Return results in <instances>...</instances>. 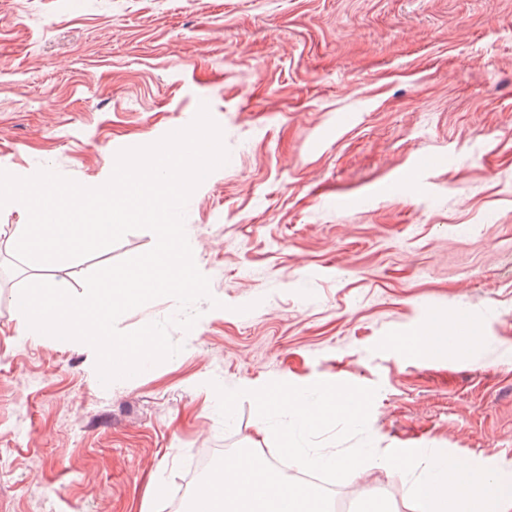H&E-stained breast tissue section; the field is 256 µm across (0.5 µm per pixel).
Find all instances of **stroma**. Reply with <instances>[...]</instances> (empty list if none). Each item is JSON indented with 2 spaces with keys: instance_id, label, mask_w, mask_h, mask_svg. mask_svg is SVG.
<instances>
[{
  "instance_id": "35a3bbf8",
  "label": "stroma",
  "mask_w": 512,
  "mask_h": 512,
  "mask_svg": "<svg viewBox=\"0 0 512 512\" xmlns=\"http://www.w3.org/2000/svg\"><path fill=\"white\" fill-rule=\"evenodd\" d=\"M228 162L185 232L200 300L171 359L102 386L86 345L22 339L12 295L144 253L147 230L28 272L25 209L0 210V512H160L203 449L275 455L251 398L208 377L376 388L377 453L439 451L512 482V0H0V169L85 186L200 104ZM467 314L471 349L398 343ZM412 476L330 484L407 512Z\"/></svg>"
}]
</instances>
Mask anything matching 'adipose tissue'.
<instances>
[{
    "label": "adipose tissue",
    "mask_w": 512,
    "mask_h": 512,
    "mask_svg": "<svg viewBox=\"0 0 512 512\" xmlns=\"http://www.w3.org/2000/svg\"><path fill=\"white\" fill-rule=\"evenodd\" d=\"M187 512H328L320 493L270 474L247 454L226 456L190 498Z\"/></svg>",
    "instance_id": "1"
}]
</instances>
